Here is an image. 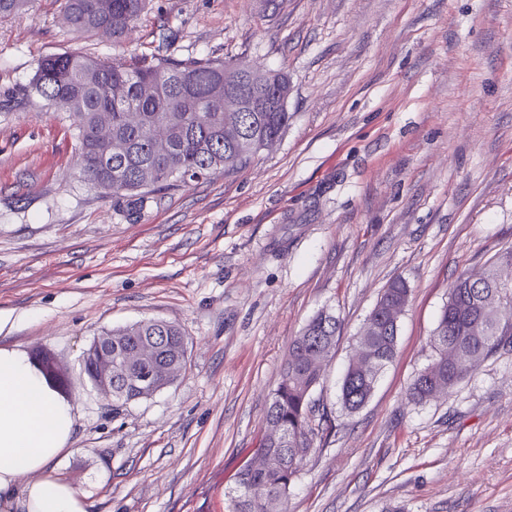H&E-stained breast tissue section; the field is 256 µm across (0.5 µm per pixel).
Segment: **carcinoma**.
<instances>
[{
  "mask_svg": "<svg viewBox=\"0 0 512 512\" xmlns=\"http://www.w3.org/2000/svg\"><path fill=\"white\" fill-rule=\"evenodd\" d=\"M96 0H66V25L78 34L105 27L120 37L128 25L144 13L149 0H111L112 9L102 14ZM95 70L99 79L88 83L84 72ZM250 104L246 112L214 111L210 97L218 83ZM31 89L47 106L73 119L77 155L84 179L104 193L143 200L162 187L199 180L239 162L247 163L265 144L279 140L288 128V75L279 70L232 61L153 55L130 60L102 59L89 55L57 53L35 64ZM112 115V139L123 144L120 153L107 150L98 135L101 114ZM163 126L168 149L154 150L153 128ZM152 171L147 181L144 171ZM410 289L402 279L383 290L370 317L375 330L359 337L373 360V372L363 373L348 365L339 400L347 412L359 410L370 398L378 373L397 350L399 326L388 314L397 302L409 300ZM512 309V288L503 287L493 270L480 281L457 278L449 291L433 335L435 358L413 381L408 396L422 402L437 385L453 388L479 362L499 346L512 342V323L501 324L500 311ZM340 324L332 313L318 312L296 336L289 348L281 381L268 409V423L280 426L283 440L262 442L260 448L274 464L268 468L243 466L228 492L229 512H285L284 503L301 461L312 450L311 400L321 375L309 372L308 357L329 355L336 346ZM125 337L124 346L150 345L154 353L170 357L169 347L184 338L182 330L167 321L150 319L112 330ZM45 366L36 368L44 383L58 394L66 385Z\"/></svg>",
  "mask_w": 512,
  "mask_h": 512,
  "instance_id": "cac0c4a2",
  "label": "carcinoma"
}]
</instances>
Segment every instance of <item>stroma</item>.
Segmentation results:
<instances>
[{
	"label": "stroma",
	"instance_id": "obj_1",
	"mask_svg": "<svg viewBox=\"0 0 512 512\" xmlns=\"http://www.w3.org/2000/svg\"><path fill=\"white\" fill-rule=\"evenodd\" d=\"M65 0L0 20V347L48 356L75 410L55 465L87 512H227L266 434L289 346L341 329L287 512H512V348L453 391L407 397L457 277L512 245V0H152L120 40ZM168 55L287 72L292 119L249 164L137 201L80 174L65 114L26 96L39 57ZM397 354L356 412L340 385L394 278ZM181 328L152 397L95 390L102 331Z\"/></svg>",
	"mask_w": 512,
	"mask_h": 512
}]
</instances>
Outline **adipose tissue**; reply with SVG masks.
Returning <instances> with one entry per match:
<instances>
[{
  "label": "adipose tissue",
  "mask_w": 512,
  "mask_h": 512,
  "mask_svg": "<svg viewBox=\"0 0 512 512\" xmlns=\"http://www.w3.org/2000/svg\"><path fill=\"white\" fill-rule=\"evenodd\" d=\"M71 403L46 386L23 353L0 347V512H87L85 499L51 468L70 444ZM20 499H9L15 486Z\"/></svg>",
  "instance_id": "obj_1"
}]
</instances>
